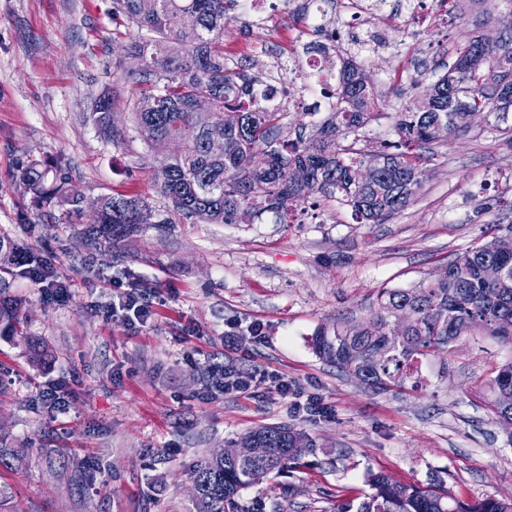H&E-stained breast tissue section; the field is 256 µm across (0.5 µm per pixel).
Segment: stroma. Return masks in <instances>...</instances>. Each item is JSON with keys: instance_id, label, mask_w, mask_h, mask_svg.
Masks as SVG:
<instances>
[{"instance_id": "35a3bbf8", "label": "stroma", "mask_w": 512, "mask_h": 512, "mask_svg": "<svg viewBox=\"0 0 512 512\" xmlns=\"http://www.w3.org/2000/svg\"><path fill=\"white\" fill-rule=\"evenodd\" d=\"M488 11L507 8L450 0L443 22L379 24L367 53L366 32L349 24L342 45L363 52L394 113L473 33L493 34ZM135 33L112 0H0V236L27 243L71 284L63 304L18 268L0 286V301L18 303L21 316L17 334L0 338V444L28 451L24 469L0 474L9 512H188L193 466L262 426L308 433L317 447L289 475L243 490L234 512H334L369 493L379 472L462 498H512V438L476 397L512 346L462 337L424 361L418 388L374 394L311 345L322 325L369 318L381 289L434 278L486 225L512 224V144L479 121L436 145L414 201L383 224L356 223L351 208L322 198L300 206L294 224L268 213L254 224L187 220L152 189L155 155L128 110L135 64L125 47ZM299 34L282 10L249 18L230 9L224 55L262 75L271 49ZM107 89L117 99L109 138L90 119ZM34 160L57 166L88 208L106 194L145 196L154 223L88 255L82 225L62 223V205L45 207L21 184ZM116 281L163 298L142 332L107 315ZM254 323L262 336L251 335ZM33 340L48 359L32 360ZM193 348L202 351L196 366L184 358ZM212 365L274 372L332 413H295L263 389L203 399ZM63 380L73 392L65 414L40 397ZM78 461L89 475L80 485L71 479Z\"/></svg>"}]
</instances>
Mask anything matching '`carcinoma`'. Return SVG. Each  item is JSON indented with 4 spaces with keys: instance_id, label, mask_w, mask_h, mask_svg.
I'll return each mask as SVG.
<instances>
[{
    "instance_id": "carcinoma-1",
    "label": "carcinoma",
    "mask_w": 512,
    "mask_h": 512,
    "mask_svg": "<svg viewBox=\"0 0 512 512\" xmlns=\"http://www.w3.org/2000/svg\"><path fill=\"white\" fill-rule=\"evenodd\" d=\"M231 0H113L115 12L134 24L137 37L126 47L139 61L132 71L136 98L131 114L138 136L162 160L154 167L153 186L186 219L207 224H253L265 213L279 223L313 196L351 207L360 224H382L402 211L420 191L431 157L421 150L467 131L474 112L495 115L499 122L512 112V21L503 26L501 56L489 59L478 51L479 36L457 46L453 64L432 85L433 92L414 98L401 111L383 112L374 87L363 80L355 57L336 48L340 60L333 96L336 107L317 116L304 112L311 124L288 123V113L262 106L265 81L249 77L224 58V15ZM197 29V40L184 42L181 23ZM207 96L215 104L210 119L222 122L224 148L207 141L204 124L193 110L196 99ZM112 92L96 101L90 118L100 132L112 135ZM383 118L394 121L397 139L376 151L360 147L363 130ZM311 133H306V129ZM183 142L179 154H165L169 140ZM371 166L370 182L357 184L352 171ZM302 167L301 183L291 171ZM51 166L31 162L20 181L47 203L67 206L68 223L83 215L81 198L70 195L66 182L49 179ZM152 207L141 196H105L98 222L83 230L88 249L120 238L136 224H150ZM512 234V224H490L479 242L448 263V279H424L411 288L379 292L370 318L354 323L324 325L312 339L317 357L342 368L350 361L374 392L384 393L406 384L418 386L422 359L447 349L459 337L481 333L511 345L512 255L496 248L500 235ZM35 261L26 247L0 239V273L19 266L21 258ZM496 263L502 278L488 283L486 264ZM404 310L412 323L402 336L390 333L395 312ZM20 324L16 305L0 304V335L12 336ZM486 391L488 408L503 427L512 424V360L500 365ZM245 437L256 441L258 453L248 462L209 456L191 471L195 488L190 512H226L240 493L271 473L299 463L288 452L298 443L314 448L311 436L281 426L259 427ZM25 458L21 448H0V470L13 471ZM371 492L358 501H342L336 512H512V499L487 496L455 498L441 485L420 487L373 474Z\"/></svg>"
}]
</instances>
